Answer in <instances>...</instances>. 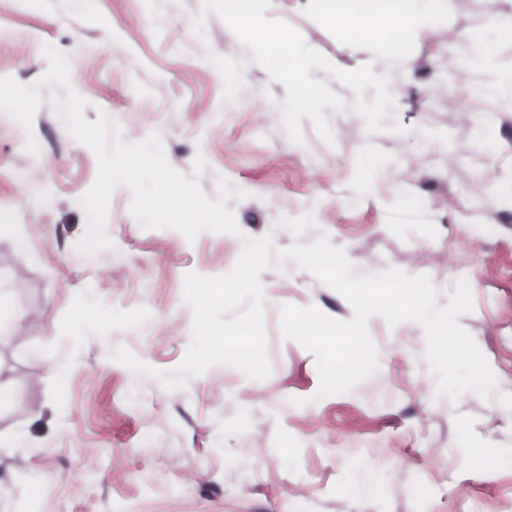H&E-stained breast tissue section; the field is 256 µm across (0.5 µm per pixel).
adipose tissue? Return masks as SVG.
I'll list each match as a JSON object with an SVG mask.
<instances>
[{
	"instance_id": "ef3b65f1",
	"label": "adipose tissue",
	"mask_w": 512,
	"mask_h": 512,
	"mask_svg": "<svg viewBox=\"0 0 512 512\" xmlns=\"http://www.w3.org/2000/svg\"><path fill=\"white\" fill-rule=\"evenodd\" d=\"M409 0H321L324 17L349 40L362 33L385 42L403 39Z\"/></svg>"
}]
</instances>
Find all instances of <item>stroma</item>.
<instances>
[{
    "mask_svg": "<svg viewBox=\"0 0 512 512\" xmlns=\"http://www.w3.org/2000/svg\"><path fill=\"white\" fill-rule=\"evenodd\" d=\"M266 15L339 68L384 69L394 105L381 129L350 108L373 89L355 95L315 69L347 107L327 113L333 142L305 118L293 143L285 86L202 0H0V78L40 83L53 46L87 120L105 112L128 143L157 134L210 198L223 180L242 193L228 203L239 234L190 241L144 228L117 185L111 245L87 255L75 247L87 228L80 199L98 164L51 104L58 87L42 85L31 127L0 125L12 224L0 235V292L13 304L0 318V389L11 394L0 401V512H512V207L493 236L467 234L512 178V82L473 92L512 70V0H411L397 46L347 40L319 0H271ZM231 85L240 100L228 112ZM368 154L383 167L367 171ZM268 234L278 251L327 235L358 276H428L439 308L466 277L473 309L459 322L494 376L489 395L439 394L422 326L374 314L376 370L319 396L316 359L283 337L280 310L314 306L341 321L354 311L290 259L260 274L269 376L216 364L165 388L156 371L175 370L193 341L185 275H226L245 238ZM121 347L150 373L113 360Z\"/></svg>",
    "mask_w": 512,
    "mask_h": 512,
    "instance_id": "1",
    "label": "stroma"
}]
</instances>
